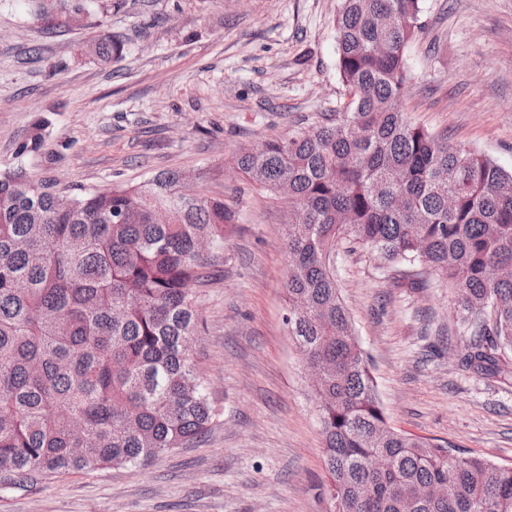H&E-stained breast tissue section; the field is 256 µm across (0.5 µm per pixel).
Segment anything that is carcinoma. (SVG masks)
<instances>
[{
	"instance_id": "cac0c4a2",
	"label": "carcinoma",
	"mask_w": 512,
	"mask_h": 512,
	"mask_svg": "<svg viewBox=\"0 0 512 512\" xmlns=\"http://www.w3.org/2000/svg\"><path fill=\"white\" fill-rule=\"evenodd\" d=\"M93 0H32L46 26L78 22ZM421 0H340L337 67L352 99L307 129L239 152L237 170L288 199L285 324L320 364L310 387L324 441L329 512H512V466L390 427L340 299L332 254L345 240L383 263L419 264L453 292L474 329L462 363L512 380V169L448 143L401 109L406 49ZM122 42L101 31L104 66ZM34 126L16 155L39 151ZM213 172L165 169L57 204L24 167L0 168V487L27 490L74 471L145 466L198 444L215 418L191 357L200 239L224 246L236 221L220 196L180 195ZM84 448L81 456L71 449ZM381 454L389 468L376 472ZM423 485L444 488L419 499Z\"/></svg>"
}]
</instances>
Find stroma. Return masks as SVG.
<instances>
[{
  "label": "stroma",
  "mask_w": 512,
  "mask_h": 512,
  "mask_svg": "<svg viewBox=\"0 0 512 512\" xmlns=\"http://www.w3.org/2000/svg\"><path fill=\"white\" fill-rule=\"evenodd\" d=\"M337 0H112L67 28L0 0V167L74 196L169 168L213 170L238 221L195 288L192 358L219 415L199 445L143 467L0 490V512H327L323 438L288 336L287 200L234 166L243 148L344 111ZM406 50L411 121L512 169V0H423ZM122 58L88 54L100 30ZM39 46V55L30 47ZM46 143L17 156L37 121ZM339 242L336 279L391 427L512 465V381L460 362L471 341L447 287Z\"/></svg>",
  "instance_id": "1"
}]
</instances>
